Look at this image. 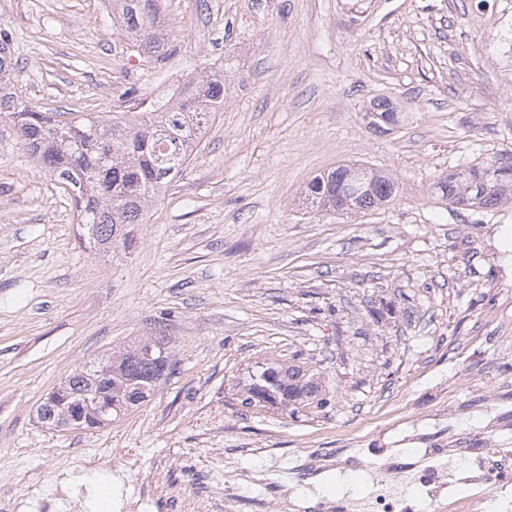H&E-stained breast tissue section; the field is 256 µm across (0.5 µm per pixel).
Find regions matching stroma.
Listing matches in <instances>:
<instances>
[{
	"label": "stroma",
	"instance_id": "stroma-1",
	"mask_svg": "<svg viewBox=\"0 0 512 512\" xmlns=\"http://www.w3.org/2000/svg\"><path fill=\"white\" fill-rule=\"evenodd\" d=\"M162 56L126 40L108 0H0L18 91L56 119L140 112L203 68L224 110L133 225L90 249L72 199L0 122V493L105 459L129 486L181 489L225 512L232 470L334 448L486 438L512 448V204L460 210L434 192L512 154V75L493 27L512 0H162ZM390 100L387 133L365 119ZM341 164L388 175V204L312 211ZM166 336L173 371L101 428L56 432L36 409L79 365ZM294 359L328 399L295 415L242 406L255 362Z\"/></svg>",
	"mask_w": 512,
	"mask_h": 512
}]
</instances>
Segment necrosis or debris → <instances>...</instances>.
<instances>
[{"label": "necrosis or debris", "instance_id": "4bbe7bcc", "mask_svg": "<svg viewBox=\"0 0 512 512\" xmlns=\"http://www.w3.org/2000/svg\"><path fill=\"white\" fill-rule=\"evenodd\" d=\"M341 468L368 476L366 493L328 500L298 487ZM275 512H512V448H343L338 456L302 458L287 477L265 471Z\"/></svg>", "mask_w": 512, "mask_h": 512}]
</instances>
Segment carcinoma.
Listing matches in <instances>:
<instances>
[{"label": "carcinoma", "instance_id": "obj_1", "mask_svg": "<svg viewBox=\"0 0 512 512\" xmlns=\"http://www.w3.org/2000/svg\"><path fill=\"white\" fill-rule=\"evenodd\" d=\"M124 37L147 55L160 53L172 33L162 0H111ZM20 74L8 35L0 31V121L17 130L31 158L72 195L78 223L99 245L127 243L125 229L141 224L158 197L189 160L194 146L182 128L189 121L202 138L224 109V71L210 70L175 93L169 112H121L105 120L62 121L35 109L16 91ZM448 203L494 210L512 201V156L484 160L435 184ZM395 182L379 172L349 165L315 176L304 203L311 210L361 211L390 202ZM112 367L92 362L77 368L37 408L39 423L53 430L100 428L145 403L172 366L165 336H149L112 349ZM242 404L294 414L327 403L316 373L282 360L256 363Z\"/></svg>", "mask_w": 512, "mask_h": 512}]
</instances>
